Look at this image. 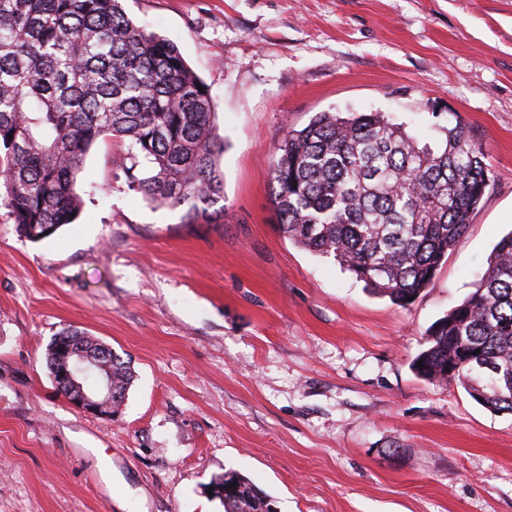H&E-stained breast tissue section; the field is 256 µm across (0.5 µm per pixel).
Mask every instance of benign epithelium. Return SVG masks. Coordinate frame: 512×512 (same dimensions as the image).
<instances>
[{"instance_id":"benign-epithelium-1","label":"benign epithelium","mask_w":512,"mask_h":512,"mask_svg":"<svg viewBox=\"0 0 512 512\" xmlns=\"http://www.w3.org/2000/svg\"><path fill=\"white\" fill-rule=\"evenodd\" d=\"M60 346L66 358L56 368L54 382L67 403L90 414L112 413V378L100 373L107 368L105 361L112 360V350L89 349L79 336L64 337Z\"/></svg>"}]
</instances>
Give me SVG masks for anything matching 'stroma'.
<instances>
[{
  "label": "stroma",
  "instance_id": "1",
  "mask_svg": "<svg viewBox=\"0 0 512 512\" xmlns=\"http://www.w3.org/2000/svg\"><path fill=\"white\" fill-rule=\"evenodd\" d=\"M208 85L224 219L185 223L127 187L100 138L78 219L24 237L0 205V512H224L237 472L278 512H512V414L411 363L512 231V0H123ZM459 119L490 182L462 244L409 305L283 236L269 164L318 112ZM67 328L134 374L118 414L58 393Z\"/></svg>",
  "mask_w": 512,
  "mask_h": 512
}]
</instances>
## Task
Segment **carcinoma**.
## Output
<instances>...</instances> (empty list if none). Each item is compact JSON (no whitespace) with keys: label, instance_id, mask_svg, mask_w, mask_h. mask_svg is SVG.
Instances as JSON below:
<instances>
[{"label":"carcinoma","instance_id":"carcinoma-1","mask_svg":"<svg viewBox=\"0 0 512 512\" xmlns=\"http://www.w3.org/2000/svg\"><path fill=\"white\" fill-rule=\"evenodd\" d=\"M214 118L178 47L135 24L121 0H0V176L25 237L47 239L78 218L77 176L108 134L129 141L128 189L158 207L187 206L190 224L223 218ZM441 134L424 142L384 112H318L288 128L271 162L281 232L408 305L460 245L490 182L484 148L461 122ZM419 361V376L512 414V233L475 290L432 326ZM132 378L114 357L112 389ZM209 486L224 512L275 505L234 471Z\"/></svg>","mask_w":512,"mask_h":512}]
</instances>
